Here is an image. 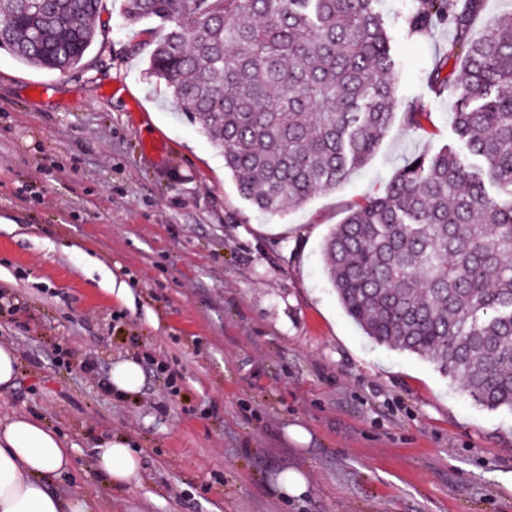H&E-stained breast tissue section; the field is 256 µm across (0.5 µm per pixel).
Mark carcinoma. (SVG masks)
Returning <instances> with one entry per match:
<instances>
[{
  "label": "carcinoma",
  "instance_id": "cac0c4a2",
  "mask_svg": "<svg viewBox=\"0 0 512 512\" xmlns=\"http://www.w3.org/2000/svg\"><path fill=\"white\" fill-rule=\"evenodd\" d=\"M100 0H0V48L68 71L93 45ZM376 0H124L167 27L148 59L224 154L258 209L282 213L345 181L397 107ZM484 0H409V37H453L430 73L454 87L466 152L416 155L384 193L354 204L323 245L327 278L373 342L428 360L476 403L512 411V15L471 30ZM464 81L456 83V66ZM431 113L410 104L403 123Z\"/></svg>",
  "mask_w": 512,
  "mask_h": 512
}]
</instances>
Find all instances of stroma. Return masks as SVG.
Returning <instances> with one entry per match:
<instances>
[{
	"instance_id": "35a3bbf8",
	"label": "stroma",
	"mask_w": 512,
	"mask_h": 512,
	"mask_svg": "<svg viewBox=\"0 0 512 512\" xmlns=\"http://www.w3.org/2000/svg\"><path fill=\"white\" fill-rule=\"evenodd\" d=\"M123 5L101 0L67 73L0 50V345L18 359L0 419L41 420L70 448L51 490L95 512H512V412L364 336L325 273L324 241L353 204L456 144V95L427 82L447 30L407 37L406 0H378L398 105L420 102L432 123L395 120L336 189L272 215L147 77L163 30ZM126 359L143 383L120 396L104 383ZM293 423L308 446L288 443ZM111 436L141 459L129 485L94 466ZM290 468L310 476L303 497L273 483Z\"/></svg>"
}]
</instances>
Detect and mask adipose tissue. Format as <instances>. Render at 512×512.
<instances>
[{"label":"adipose tissue","instance_id":"obj_1","mask_svg":"<svg viewBox=\"0 0 512 512\" xmlns=\"http://www.w3.org/2000/svg\"><path fill=\"white\" fill-rule=\"evenodd\" d=\"M97 470L111 485H126L140 476L141 461L126 438L100 441ZM73 467L58 433L40 421L15 416L0 421V512H92L89 501H62L48 484Z\"/></svg>","mask_w":512,"mask_h":512}]
</instances>
